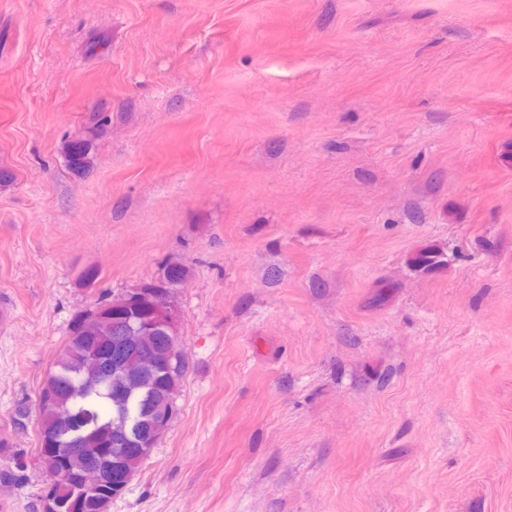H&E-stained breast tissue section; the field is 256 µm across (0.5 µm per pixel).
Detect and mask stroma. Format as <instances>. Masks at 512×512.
I'll use <instances>...</instances> for the list:
<instances>
[{
    "label": "stroma",
    "instance_id": "obj_1",
    "mask_svg": "<svg viewBox=\"0 0 512 512\" xmlns=\"http://www.w3.org/2000/svg\"><path fill=\"white\" fill-rule=\"evenodd\" d=\"M511 144L512 0H0V468L74 315L174 261L109 512H512ZM62 153L71 173L85 175L92 167L90 140L73 138L64 141Z\"/></svg>",
    "mask_w": 512,
    "mask_h": 512
}]
</instances>
